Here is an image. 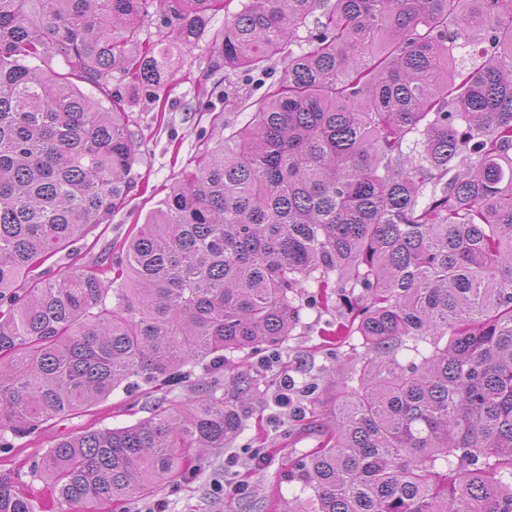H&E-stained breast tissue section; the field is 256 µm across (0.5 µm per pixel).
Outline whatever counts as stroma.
<instances>
[{
  "label": "stroma",
  "mask_w": 512,
  "mask_h": 512,
  "mask_svg": "<svg viewBox=\"0 0 512 512\" xmlns=\"http://www.w3.org/2000/svg\"><path fill=\"white\" fill-rule=\"evenodd\" d=\"M239 8L240 0H228L192 49L174 53L173 81L158 102L142 97L131 100L130 127L142 152L135 169L136 185L125 207L113 214L110 223L97 228L96 239L72 242L83 263H91L110 243L122 241L133 224L144 222L170 186L182 179L190 162L214 146L221 130L244 126L269 85L282 76L283 64L278 60L263 74L227 72L217 65L213 40L224 31L225 15ZM338 320L333 308L303 309L301 322L288 340L248 356L245 368L267 382L253 397L254 415L230 447L210 453L181 483L162 489L154 499L161 512H271V501L291 495L285 477L289 463L304 458L318 444L317 437L302 427L313 390L328 382L334 368H351L353 350L360 345L356 336L336 340ZM284 377L296 384L299 413L287 412L276 403ZM129 403V395L119 390L91 412L52 420L41 436L20 440L10 457L20 466L44 454L60 437L89 425H130L136 417ZM254 451L259 452V460L251 459ZM238 483L247 485L246 493L235 492Z\"/></svg>",
  "instance_id": "1"
}]
</instances>
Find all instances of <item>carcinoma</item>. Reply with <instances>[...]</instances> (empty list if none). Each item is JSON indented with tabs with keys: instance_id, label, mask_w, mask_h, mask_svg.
<instances>
[{
	"instance_id": "obj_1",
	"label": "carcinoma",
	"mask_w": 512,
	"mask_h": 512,
	"mask_svg": "<svg viewBox=\"0 0 512 512\" xmlns=\"http://www.w3.org/2000/svg\"><path fill=\"white\" fill-rule=\"evenodd\" d=\"M240 2L224 69L283 77L118 256L44 279L127 202L125 96L171 77L143 19L189 49L223 0H0V452L145 386L149 416L29 474L68 512L151 498L240 434L263 383L243 356L292 334L312 282L362 351L276 512H512V0ZM20 478L0 470V512H37Z\"/></svg>"
}]
</instances>
